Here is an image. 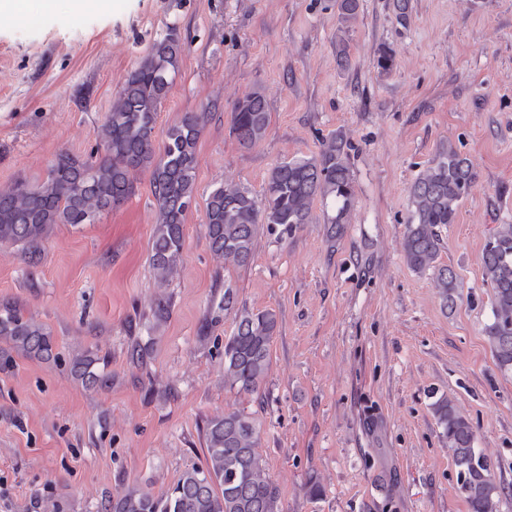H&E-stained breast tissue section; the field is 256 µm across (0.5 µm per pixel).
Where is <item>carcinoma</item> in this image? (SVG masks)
I'll list each match as a JSON object with an SVG mask.
<instances>
[{
  "instance_id": "cac0c4a2",
  "label": "carcinoma",
  "mask_w": 512,
  "mask_h": 512,
  "mask_svg": "<svg viewBox=\"0 0 512 512\" xmlns=\"http://www.w3.org/2000/svg\"><path fill=\"white\" fill-rule=\"evenodd\" d=\"M336 6L341 28H349L358 18L360 0H336ZM182 43L179 28L167 26L125 76L91 159L62 150L42 182L19 181L0 191L1 246L20 247L36 264L55 225L96 223L135 194V174L146 172L156 207L150 266L157 281H168L182 259L185 220L195 194L197 143L209 115L205 110L184 113L166 140L155 144L158 113L178 72ZM268 125L269 103L262 92L254 90L235 101L231 133L239 145L248 148L261 141ZM352 151V143L338 132L322 140L316 153L275 165L259 198L228 183L212 190L205 207L211 252L226 268L246 266L259 225L288 231L310 224L317 199L326 208L331 233H339L356 203ZM476 182L470 158L445 142L408 188L404 262L413 272L431 277L445 310L455 304L459 281L451 266L439 262L442 232L455 223ZM480 263L491 288V317L483 333L498 369L512 373V224L497 225L483 246ZM224 313L235 319L234 332L224 341V384L254 394L270 370L277 314L271 309H237L229 286L224 289ZM0 336L26 356L45 362L58 358L50 331L9 303H0ZM99 363L100 358L87 350L73 356L71 372L88 387L109 388L112 374L95 369ZM430 408L470 512H497L507 490L497 480L494 462L475 447L472 423L445 395L434 397ZM203 439L204 465L186 469L166 494L156 497L133 486L108 501L103 512H278V489L258 452L261 427L252 414L233 410L209 419Z\"/></svg>"
}]
</instances>
